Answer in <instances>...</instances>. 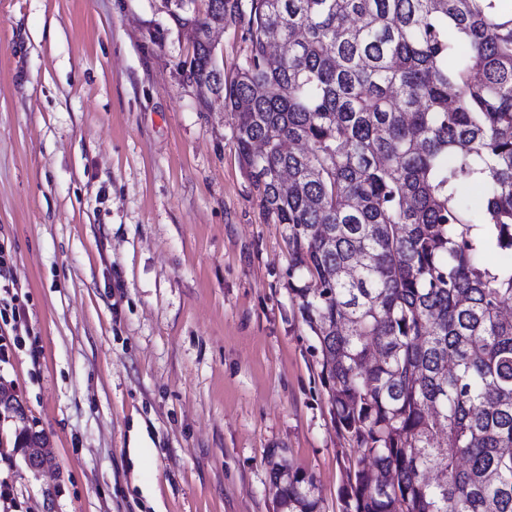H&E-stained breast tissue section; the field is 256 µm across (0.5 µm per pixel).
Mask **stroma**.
I'll return each instance as SVG.
<instances>
[{
    "label": "stroma",
    "mask_w": 512,
    "mask_h": 512,
    "mask_svg": "<svg viewBox=\"0 0 512 512\" xmlns=\"http://www.w3.org/2000/svg\"><path fill=\"white\" fill-rule=\"evenodd\" d=\"M160 0H0V245L30 329L0 385L5 512H282L273 466L343 512L336 426L284 225L188 80Z\"/></svg>",
    "instance_id": "stroma-1"
}]
</instances>
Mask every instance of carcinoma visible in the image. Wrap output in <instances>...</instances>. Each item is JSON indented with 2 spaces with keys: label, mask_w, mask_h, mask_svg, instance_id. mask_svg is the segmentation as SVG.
<instances>
[{
  "label": "carcinoma",
  "mask_w": 512,
  "mask_h": 512,
  "mask_svg": "<svg viewBox=\"0 0 512 512\" xmlns=\"http://www.w3.org/2000/svg\"><path fill=\"white\" fill-rule=\"evenodd\" d=\"M502 0H166L188 78L287 230L344 512H512V10ZM241 25L216 67L208 32ZM287 512L313 479L279 475ZM245 46L246 44L241 39L240 30L231 23L224 26V33L219 38L218 49L215 40L212 38V52L219 66L217 60L218 50L220 64L224 66V74H231L242 63L245 55Z\"/></svg>",
  "instance_id": "carcinoma-1"
}]
</instances>
